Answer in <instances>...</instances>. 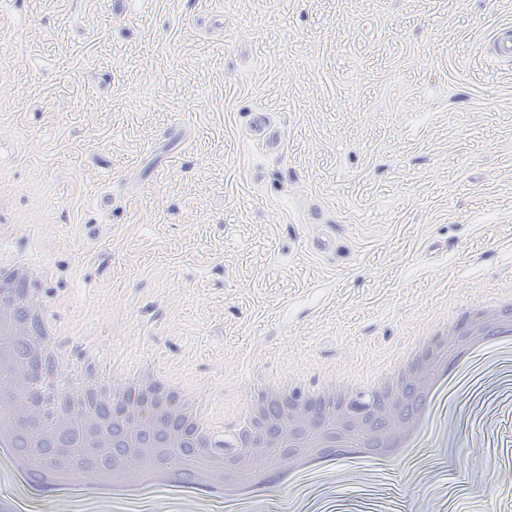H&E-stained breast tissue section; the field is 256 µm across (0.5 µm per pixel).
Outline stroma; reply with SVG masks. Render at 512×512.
<instances>
[{
  "mask_svg": "<svg viewBox=\"0 0 512 512\" xmlns=\"http://www.w3.org/2000/svg\"><path fill=\"white\" fill-rule=\"evenodd\" d=\"M504 25L512 0H0V253L50 269L106 380L176 373L216 416L370 380L512 284ZM429 435L415 487L341 459L322 512H512V396ZM486 51L498 61H512V34L496 31L487 43ZM252 130L259 141H262L269 147H277L280 145V134L270 131L269 119L264 112H257L253 119Z\"/></svg>",
  "mask_w": 512,
  "mask_h": 512,
  "instance_id": "stroma-1",
  "label": "stroma"
}]
</instances>
